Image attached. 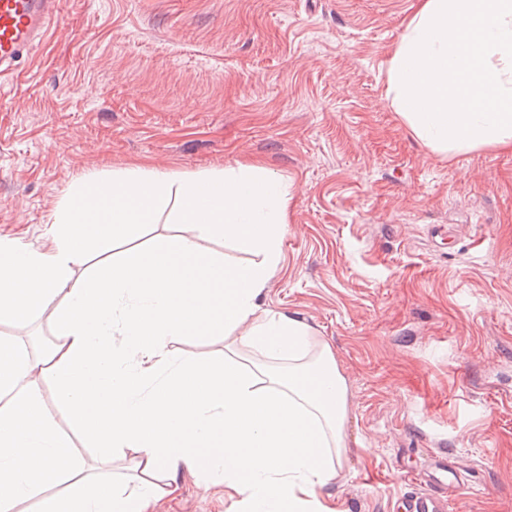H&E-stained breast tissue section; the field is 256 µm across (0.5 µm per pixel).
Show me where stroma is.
Segmentation results:
<instances>
[{
  "instance_id": "obj_1",
  "label": "stroma",
  "mask_w": 512,
  "mask_h": 512,
  "mask_svg": "<svg viewBox=\"0 0 512 512\" xmlns=\"http://www.w3.org/2000/svg\"><path fill=\"white\" fill-rule=\"evenodd\" d=\"M417 0H65L0 80V236L39 244L75 179L259 160L288 180L265 306L346 377L344 512H394L447 452L452 512H512V150L413 136L385 68ZM150 512H233L178 477Z\"/></svg>"
}]
</instances>
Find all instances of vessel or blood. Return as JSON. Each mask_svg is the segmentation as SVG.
I'll list each match as a JSON object with an SVG mask.
<instances>
[{"mask_svg": "<svg viewBox=\"0 0 512 512\" xmlns=\"http://www.w3.org/2000/svg\"><path fill=\"white\" fill-rule=\"evenodd\" d=\"M64 0H0V76L43 43L57 20ZM408 485L396 500L397 512H446L448 494L465 479L461 471L439 457L426 468L407 471Z\"/></svg>", "mask_w": 512, "mask_h": 512, "instance_id": "b4317fda", "label": "vessel or blood"}]
</instances>
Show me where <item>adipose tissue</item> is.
<instances>
[{"label": "adipose tissue", "instance_id": "ef3b65f1", "mask_svg": "<svg viewBox=\"0 0 512 512\" xmlns=\"http://www.w3.org/2000/svg\"><path fill=\"white\" fill-rule=\"evenodd\" d=\"M387 96L431 151L512 149V0H419ZM175 203L179 232L135 247ZM288 186L256 163L179 176L137 165L80 179L29 247L0 237V512H147L179 473L218 475L237 512H339L350 388L332 346L261 302L282 260ZM254 252L226 261L200 239ZM46 320L35 351L22 332ZM224 339L203 360L185 337ZM99 465L77 454L43 381ZM132 452L135 473H112Z\"/></svg>", "mask_w": 512, "mask_h": 512}]
</instances>
